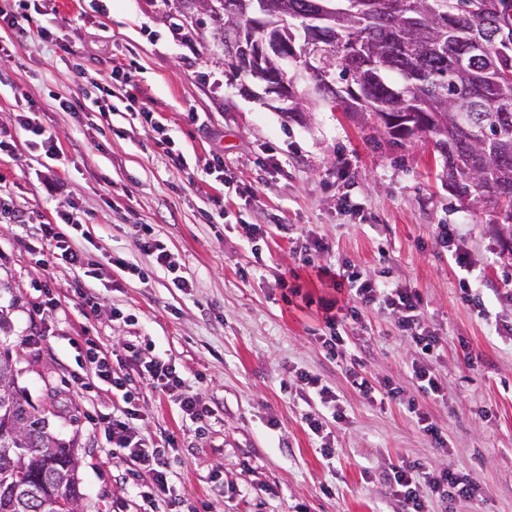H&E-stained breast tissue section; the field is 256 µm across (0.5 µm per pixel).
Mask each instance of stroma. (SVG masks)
Segmentation results:
<instances>
[{"mask_svg":"<svg viewBox=\"0 0 512 512\" xmlns=\"http://www.w3.org/2000/svg\"><path fill=\"white\" fill-rule=\"evenodd\" d=\"M33 21L52 41H24L0 26V128L15 131L18 113L36 100L31 119L62 152L47 158L18 133L14 153L0 155V320L19 387L53 411L60 439L84 449L85 512L145 508V476L130 457L108 454L98 423L121 400L79 354L91 345L119 354L127 343L175 360L211 408L208 418L189 419L172 396L132 377L142 434L178 441L173 488L211 512H401L387 476L413 460L480 486L479 497L452 507L436 500L431 512H512V253L497 208H465L449 194L431 140L391 145L376 121L322 103L302 120L286 118L261 84L206 51L202 36L176 39L156 0H41ZM105 87L114 95L103 121ZM63 98L80 101L81 111L62 109ZM146 111L164 132L143 123ZM216 154L220 181L203 170ZM70 209L81 226L59 232L97 262L100 307L88 315L82 271L49 258L33 230ZM143 224L189 288L138 250ZM251 224L264 226L263 241L249 238ZM440 224L454 225L468 269L438 243ZM297 237L325 243L320 264L347 261L422 294L424 322L443 338L434 362L443 397L412 385L416 354L394 312L370 309L344 329L372 385L400 383L442 429L447 449L433 447L398 401L366 399L344 364L327 359L321 323L284 303L280 280L295 266ZM115 255L128 268L113 267ZM465 276L488 314L461 301ZM300 369L322 375L348 415L333 460L321 457L304 423L311 407Z\"/></svg>","mask_w":512,"mask_h":512,"instance_id":"35a3bbf8","label":"stroma"}]
</instances>
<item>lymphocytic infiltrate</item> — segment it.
I'll return each mask as SVG.
<instances>
[{"mask_svg": "<svg viewBox=\"0 0 512 512\" xmlns=\"http://www.w3.org/2000/svg\"><path fill=\"white\" fill-rule=\"evenodd\" d=\"M61 224L76 228L80 221L76 213L61 211L55 219L40 224L38 231L42 248L53 258L82 270L84 276L96 278L95 262L73 240L58 232L57 227ZM324 249V244L316 240L302 244L298 251V266L314 273L323 287L333 290V297L315 301L310 296L302 295L297 286L289 287L288 292L291 297L301 298L305 305L318 306L323 322L319 341L326 354L336 359L345 357L348 352V339L342 335L334 313L337 293L347 291L352 293L353 303L347 308L346 317L353 322H361L365 312L377 305L397 314L401 336L409 340L417 353L411 365L413 379L424 392L443 393L444 387L432 366L442 342L440 336L422 322L424 300L420 292L414 288L390 287L347 262L335 267L320 265L317 256ZM85 357L95 377L110 385L113 393L122 398V406L102 415L100 422L113 450L127 454L148 475L149 481L142 486L141 497L146 500L167 498L170 512H198L193 503L175 494L170 484L167 450L174 447V438L165 436L160 442L154 443L140 434L135 425L140 417L139 398L130 391L128 377L119 374L118 369L123 365L136 367L153 389L174 395L182 413L195 420L204 419L210 414L199 391L186 385L175 362L145 358L130 346L126 347L124 356L115 361L91 349L86 351ZM298 377L321 406L320 412L305 414L304 422L308 430L320 438L321 456L327 460L333 459L336 450L326 427L331 421L344 422L346 415L337 402L335 391L319 376L302 370ZM391 484L393 494L402 504L404 512H429V500L433 497L451 503L472 499L478 492L477 484L467 477L446 469L428 470L416 462L395 469Z\"/></svg>", "mask_w": 512, "mask_h": 512, "instance_id": "1", "label": "lymphocytic infiltrate"}]
</instances>
